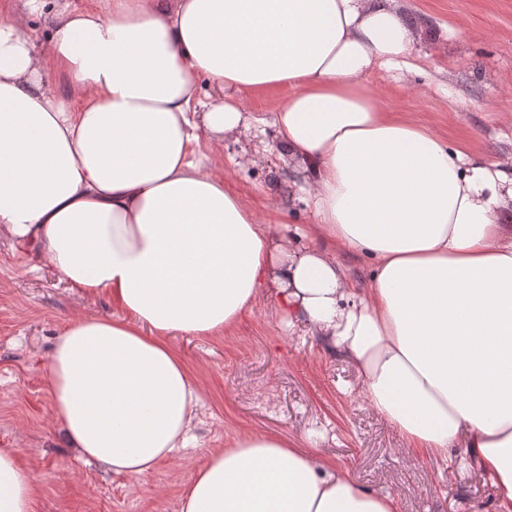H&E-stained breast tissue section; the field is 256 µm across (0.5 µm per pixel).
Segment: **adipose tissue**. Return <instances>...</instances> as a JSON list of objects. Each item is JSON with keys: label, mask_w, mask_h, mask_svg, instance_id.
Wrapping results in <instances>:
<instances>
[{"label": "adipose tissue", "mask_w": 512, "mask_h": 512, "mask_svg": "<svg viewBox=\"0 0 512 512\" xmlns=\"http://www.w3.org/2000/svg\"><path fill=\"white\" fill-rule=\"evenodd\" d=\"M395 0H96L47 52L0 23V230L115 316L70 323L50 364L69 446L144 475L195 440L201 396L168 344L224 336L271 298L357 370L368 405L447 459L465 443L512 512V177L385 111L405 67ZM213 87L202 99L197 84ZM284 89L271 116L242 103ZM272 125L315 222L261 223L224 175V134ZM372 262L355 287L336 256ZM39 488L0 449V512ZM179 512H398L390 494L268 434L205 450Z\"/></svg>", "instance_id": "obj_1"}]
</instances>
